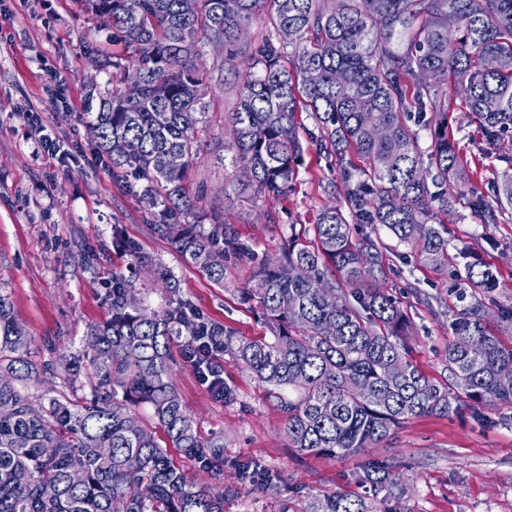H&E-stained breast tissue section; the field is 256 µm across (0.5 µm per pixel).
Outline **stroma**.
I'll return each instance as SVG.
<instances>
[{"label": "stroma", "instance_id": "1", "mask_svg": "<svg viewBox=\"0 0 512 512\" xmlns=\"http://www.w3.org/2000/svg\"><path fill=\"white\" fill-rule=\"evenodd\" d=\"M111 34L81 0H0V291L10 296L31 340L39 370L28 383L33 394L59 387V356L82 351L89 326L109 318L116 272L130 274L136 294L153 310L186 300L239 338H273L256 308L239 298L248 266L229 263L224 286L214 285L153 232L148 204L111 167L96 166L87 115L123 76L121 69L100 65L113 50ZM199 62L211 80L187 180L194 211L180 221L191 224L196 213L219 211L259 255L279 257L289 225L312 224L322 205L340 203L337 174L309 146L286 199L263 202L239 192L226 134L239 102L236 82L227 78L224 53L213 43L202 44ZM440 92L448 99L450 126L469 175L465 183L450 181L448 191L488 192L506 164L483 152L482 135L452 84ZM31 109L41 114V123L28 122ZM45 138L55 142L56 156L40 151ZM431 222L448 233V262L440 268L397 244L386 229L377 237L391 267L384 287L412 323L410 358L443 382L450 378L448 324L467 265L479 261L498 273L497 287L477 291L478 299L493 309L512 308V216L484 224L468 212H438ZM116 224L173 274L176 291L148 272H130L128 256L112 246ZM183 342L180 336L170 342L177 359L173 383L199 433L224 438V512H307L316 496L368 495L357 478L367 457L394 465L408 489L405 512H512V407L486 403L459 414L419 417L361 456L301 455L289 446L271 386L227 354L221 360L224 381L235 397L215 399L182 360ZM244 463L273 471V487L241 479L238 467Z\"/></svg>", "mask_w": 512, "mask_h": 512}]
</instances>
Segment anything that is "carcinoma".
Listing matches in <instances>:
<instances>
[{"mask_svg":"<svg viewBox=\"0 0 512 512\" xmlns=\"http://www.w3.org/2000/svg\"><path fill=\"white\" fill-rule=\"evenodd\" d=\"M82 2L96 18L112 15L134 70L91 113L99 153L154 209V232L212 283L224 285L230 261L251 266L240 299L256 303L274 339L235 344L223 324L187 303L152 311L114 273L111 316L89 329L83 353L56 367L70 387L89 369V395L34 396L26 386L37 375L30 340L0 291V512H224L220 486L197 485L168 453L177 448L200 470L224 475V440L200 435L174 388L169 344L177 335L203 336L260 382L288 389L279 397L285 432L304 454L358 455L411 419L461 412L466 399L512 406V347L490 334L479 300L449 323L452 382L410 360L411 322L381 287L390 268L372 237L383 226L442 267L448 238L430 224L435 212L458 205L497 224L512 210L511 153L488 194H448L463 171L437 92L453 83L485 145L501 147L512 133V0ZM268 7L273 33L241 56V34ZM204 39L224 42L237 77L230 147L252 173L238 186L267 200L288 195L303 158L297 114L305 110L313 127L304 133L343 188V203L324 206L312 227L288 225L277 259L258 257L218 211L200 217L206 226L170 222L192 210L186 180L209 87L198 64ZM422 130L430 133L426 150ZM172 154L183 157L181 167L168 166ZM112 244L172 287L171 272L116 225ZM465 280L496 285L480 264L467 265ZM139 404L152 409L165 444ZM361 481L371 498L319 496L309 512H401L389 506L399 483L389 464L365 462Z\"/></svg>","mask_w":512,"mask_h":512,"instance_id":"carcinoma-1","label":"carcinoma"}]
</instances>
